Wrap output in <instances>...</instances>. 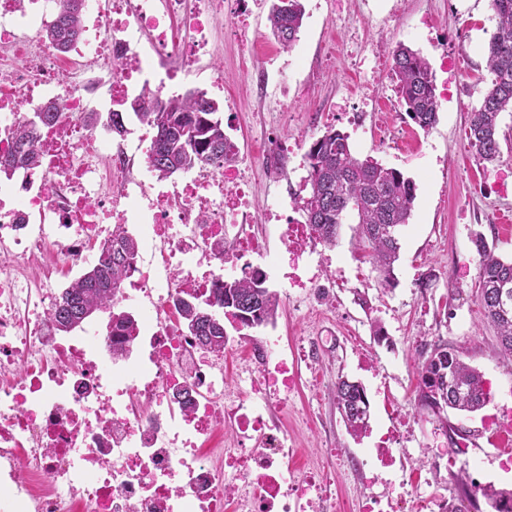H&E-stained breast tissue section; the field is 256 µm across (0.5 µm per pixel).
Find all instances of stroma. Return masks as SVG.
I'll return each instance as SVG.
<instances>
[{"instance_id": "stroma-1", "label": "stroma", "mask_w": 512, "mask_h": 512, "mask_svg": "<svg viewBox=\"0 0 512 512\" xmlns=\"http://www.w3.org/2000/svg\"><path fill=\"white\" fill-rule=\"evenodd\" d=\"M305 17L287 77L271 76L265 99H255L240 69L242 44L235 21L224 15L214 33L216 61L224 70V89L236 98L234 111H222L237 129L243 153L260 145L287 143L279 167L254 163L251 188L257 204L285 192H299L307 170L305 154L327 129L349 137L359 157H371L400 170L416 184L414 216L403 230L395 268L397 285L379 287L377 273L356 242V227L343 225L336 247L317 246L311 265L328 278L348 283L330 289L324 305L288 292L279 268L285 251L275 225L256 214L250 227L263 244L249 262L265 263L280 307L276 323L284 351H298V383L286 403L270 415L288 447L297 451L295 467L333 479V498L358 506L363 496L387 500L406 473L424 471L420 498L460 502L456 477L463 474L480 512H492L484 486L512 489V470L500 467L496 449L486 444L485 411H449L440 419L418 400L419 358L437 341L453 347L478 368L492 387L493 403L512 405V360L498 346L496 333L478 303L479 257L471 233H481L495 252L512 258V225L500 223L512 209V194L493 183L475 186L476 172L512 171V112L501 115V157L479 160L468 139V114L489 83L485 47L495 30L489 0H304ZM394 25H386L390 14ZM405 45L424 55L436 81H445L443 56L460 64L448 83L436 124L416 128L405 112L378 118L360 111L365 96L380 90L396 99L395 84L375 87L369 67L359 59L379 51L380 68L391 69L393 53ZM379 321L383 335H373ZM347 377L362 383L370 402L372 431L355 436L336 407V383ZM400 435V454L392 467L362 471L361 462L379 438ZM468 443V455L448 466L454 445Z\"/></svg>"}]
</instances>
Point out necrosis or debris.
Wrapping results in <instances>:
<instances>
[{
	"mask_svg": "<svg viewBox=\"0 0 512 512\" xmlns=\"http://www.w3.org/2000/svg\"><path fill=\"white\" fill-rule=\"evenodd\" d=\"M245 40V72L264 98L269 75L256 68L250 0H229ZM212 0H84V25L66 50L43 37L66 0H0V157L12 129L55 104L42 127L45 161L22 179L0 181V512H324L329 496L294 455L270 406L297 384L278 337L266 336L245 359L244 385L224 386V355L187 336L179 302L223 287L216 262L258 244L250 166L229 143L222 167L198 166L150 199L140 237L150 258L136 261L120 302L137 321L121 335L115 320L60 334L49 319L61 267L76 268L95 245L136 222L148 190L134 158L110 127L85 124L89 112H126L151 94L179 96L204 79L223 91L209 31ZM105 70L107 90L74 75ZM283 199L265 216L283 222L293 271L289 287L323 292L307 258L317 234L283 221ZM232 432L238 447L224 445Z\"/></svg>",
	"mask_w": 512,
	"mask_h": 512,
	"instance_id": "necrosis-or-debris-1",
	"label": "necrosis or debris"
}]
</instances>
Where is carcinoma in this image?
<instances>
[{"instance_id":"obj_1","label":"carcinoma","mask_w":512,"mask_h":512,"mask_svg":"<svg viewBox=\"0 0 512 512\" xmlns=\"http://www.w3.org/2000/svg\"><path fill=\"white\" fill-rule=\"evenodd\" d=\"M77 0L67 6L45 29V38L64 46L80 31L82 8ZM496 28L485 50L490 81L478 107L470 112L469 140L480 160L495 162L501 155L499 115L512 111V0H490ZM305 7L302 0H275L268 21L280 46L292 49L298 41ZM392 79L397 94L414 124L426 130L438 119L439 101L426 57L403 44L393 55ZM136 119L155 131L147 154L148 166L160 179H167L205 161L224 164V122L219 105L199 91L167 101L156 98L136 102ZM57 112H39L25 120L14 135V153L0 159V174L11 176L17 166L36 169L43 163L39 127L55 121ZM307 196L296 198L307 223L317 232L320 243L334 247L342 225L353 221L359 228V242L379 274V284L396 286L395 264L400 258L399 229L413 216L416 187L412 179L392 167L353 152L349 136L330 129L312 142L306 154ZM472 242L479 255V302L484 318L497 331L505 354L512 356V299H501L503 286L512 288V260H503L479 233ZM136 237L117 231L112 242L101 248L99 258L61 292L50 313L58 331L70 332L98 311L114 306L129 279L139 253ZM216 303L224 318L240 331L266 324L277 317V294L259 277L224 281L222 291L202 301L183 303L181 314L187 332L209 339V349H224L225 326L200 324L192 328L194 308ZM436 353L421 358L420 400L439 414L450 408L473 413L486 406L489 394L483 374L468 365L459 354L448 353V345L435 344ZM336 405L349 431L358 436L367 429L369 402L361 383L340 379L336 383ZM493 512H512V490L483 488Z\"/></svg>"}]
</instances>
